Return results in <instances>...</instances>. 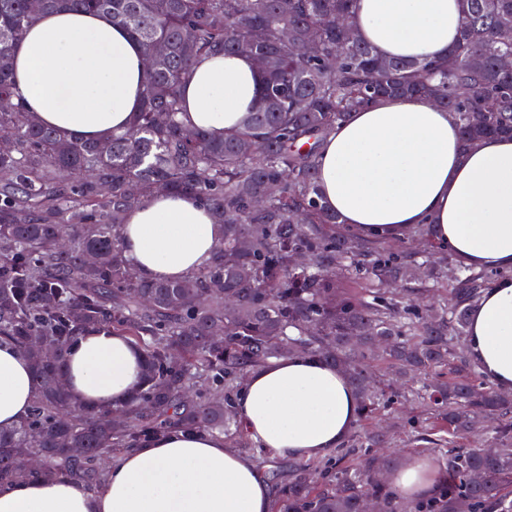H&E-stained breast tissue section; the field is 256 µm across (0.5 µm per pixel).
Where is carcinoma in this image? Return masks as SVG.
<instances>
[{
	"mask_svg": "<svg viewBox=\"0 0 512 512\" xmlns=\"http://www.w3.org/2000/svg\"><path fill=\"white\" fill-rule=\"evenodd\" d=\"M356 0H0V341L29 362L38 394L30 416L0 431V487L33 476L100 484L101 456L173 424L244 434L231 392L253 367L295 353L345 373L359 417L379 398L365 361L382 353L403 375L448 366L469 310L500 270L452 254H388L336 235L339 219L318 186L321 148L355 111L421 97L452 112L464 144L512 136V0H462L457 44L442 60L379 57L353 23ZM98 12L154 56L131 126L77 140L14 103L13 47L44 13ZM316 35L319 53L307 46ZM260 56V102L214 138L186 126L181 88L204 57ZM339 57L336 71L324 60ZM485 113L475 128L469 114ZM162 193L206 204L222 233L206 265L179 280H150L127 258L120 228ZM67 240V248L58 239ZM307 265H294L297 256ZM358 286L339 288L336 275ZM106 329L144 352V380L120 419L81 407L63 380L81 333ZM436 407L431 443L447 460L438 492L408 502L383 479L394 460L364 452L355 435L319 464L290 470L275 512H512V401L474 366L451 383L424 382ZM481 435L495 444L461 448ZM36 457L38 467L27 465Z\"/></svg>",
	"mask_w": 512,
	"mask_h": 512,
	"instance_id": "1",
	"label": "carcinoma"
}]
</instances>
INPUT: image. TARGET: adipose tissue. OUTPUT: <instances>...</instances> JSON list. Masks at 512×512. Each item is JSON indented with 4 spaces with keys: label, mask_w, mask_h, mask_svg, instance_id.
Returning a JSON list of instances; mask_svg holds the SVG:
<instances>
[{
    "label": "adipose tissue",
    "mask_w": 512,
    "mask_h": 512,
    "mask_svg": "<svg viewBox=\"0 0 512 512\" xmlns=\"http://www.w3.org/2000/svg\"><path fill=\"white\" fill-rule=\"evenodd\" d=\"M460 0H357L354 22L382 57L437 59L462 26ZM14 80L28 111L71 137L126 130L140 103L143 50L97 13L43 15L13 52ZM254 61L216 55L195 65L183 87L187 124L215 136L237 127L256 103ZM319 186L344 229L395 241L427 225L459 260L512 268V138L467 150L451 112L421 99L382 101L352 114L324 142ZM220 235L209 210L159 195L121 228L126 256L149 279H181L211 258ZM467 350L489 383L512 392V278L484 288L470 311ZM143 373L130 339L107 330L78 337L66 385L81 403L116 409ZM36 394L30 366L0 344V429L18 425ZM250 439L269 456L303 461L340 447L357 421L355 390L332 365L291 355L252 369L235 398ZM442 468L408 456L390 476L407 499L437 489ZM258 463L222 434L174 425L112 460L100 486L61 477L0 488V512H272Z\"/></svg>",
    "instance_id": "obj_1"
}]
</instances>
